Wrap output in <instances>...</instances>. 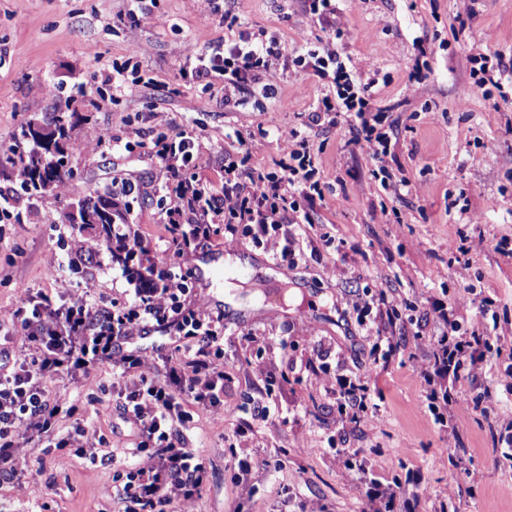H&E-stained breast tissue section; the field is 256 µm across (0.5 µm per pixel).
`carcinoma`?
Wrapping results in <instances>:
<instances>
[{"label": "carcinoma", "instance_id": "cac0c4a2", "mask_svg": "<svg viewBox=\"0 0 512 512\" xmlns=\"http://www.w3.org/2000/svg\"><path fill=\"white\" fill-rule=\"evenodd\" d=\"M70 105L64 104L45 123L55 126L52 132L55 151L49 152L37 141L31 123L21 127L14 144L0 152V167L5 165L23 172L22 190L29 197H41L57 189L67 178L65 146H73L76 123ZM129 203L112 197V191L94 189L77 202L78 221H69L77 233H91L112 250V225L127 221Z\"/></svg>", "mask_w": 512, "mask_h": 512}]
</instances>
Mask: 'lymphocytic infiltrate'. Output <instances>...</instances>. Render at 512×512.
<instances>
[{
    "label": "lymphocytic infiltrate",
    "mask_w": 512,
    "mask_h": 512,
    "mask_svg": "<svg viewBox=\"0 0 512 512\" xmlns=\"http://www.w3.org/2000/svg\"><path fill=\"white\" fill-rule=\"evenodd\" d=\"M287 60L288 51L281 44L247 37L216 49L195 70L200 75L222 74L224 99L231 102L244 95L258 76L274 78ZM298 62L317 78L331 80L339 99L336 114L355 113L360 120L357 142L370 150L373 159L382 160L387 139L366 120L370 103L356 95L335 51L313 52ZM157 145V156L173 183V205L166 213L173 265L166 269L154 264L143 270L131 309L103 298L91 304L59 305L44 298L12 311L24 341L17 347L0 342L1 483L24 474L16 453L20 439L44 442L63 411V402L51 393L48 380L60 375L76 380L90 366L108 362L114 378L124 382L119 391L121 409L134 428L125 480L116 487L125 512H176L177 504L202 493L205 467L200 456L184 448L183 431L193 423L194 410L222 402L225 372L215 359L224 315L198 307L182 268L194 250L209 244L216 224L232 236L238 225H246L253 240L266 241L271 259L294 262L297 242L290 227L301 217L293 190L308 180L312 158L306 142L300 141L289 151L298 166L280 176L232 161L225 164L224 183L218 188L199 176L181 179V169L193 160L188 133H176ZM439 319L443 331L434 342L433 363L423 372L433 403L440 399L436 377H456L465 367L476 366L485 344L479 333L461 334L453 311L440 310ZM149 326L178 342L177 357H163L158 368L150 365L146 352L114 345L115 339L140 335Z\"/></svg>",
    "instance_id": "1"
}]
</instances>
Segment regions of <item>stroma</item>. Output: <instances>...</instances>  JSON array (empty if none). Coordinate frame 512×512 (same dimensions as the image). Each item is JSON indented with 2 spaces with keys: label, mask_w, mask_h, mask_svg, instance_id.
I'll use <instances>...</instances> for the list:
<instances>
[{
  "label": "stroma",
  "mask_w": 512,
  "mask_h": 512,
  "mask_svg": "<svg viewBox=\"0 0 512 512\" xmlns=\"http://www.w3.org/2000/svg\"><path fill=\"white\" fill-rule=\"evenodd\" d=\"M310 3L147 0L140 12L129 0H0V149L28 120L68 100L81 139L68 151L71 175L57 193L28 197L12 169L0 168V196L11 204L0 219V313L17 309L27 292L133 304L131 284L101 242L92 261L76 256L65 214L91 190L138 185L122 230L169 264L160 138L192 132L200 164L181 175L199 173L217 187L230 161L281 173L287 139L306 140L321 193L301 201L308 221L291 227L297 265L270 282L188 281L201 309L231 300L246 323L225 326L220 355L229 373L224 403L236 415L197 412L184 433L208 477L201 497L180 512H297L302 504L365 512L373 478L413 512H512V446L491 439L512 422V98L477 85L473 60L481 52L512 56V0H335L326 21ZM259 34L290 55L273 96L254 83L241 101L225 104L223 76L198 77L185 63ZM326 46L355 89L367 91L389 140L386 172L355 144V118L325 112L334 85L296 61ZM92 47L100 61L90 59ZM116 69L123 85L110 80ZM381 294L389 315L361 312ZM437 302L456 310L463 332L490 345L454 383L453 395L470 408L450 413L445 428L434 422L417 370L442 332ZM272 336L287 347L268 345ZM380 337L399 345L385 363L371 353ZM311 363L324 379H310ZM340 374L368 387L379 406L373 424H355L341 409ZM112 379L103 363L51 388L79 405L89 432L116 451L115 466L20 443L26 475L0 485V512H123L113 475L124 468L133 433ZM258 398L270 416L255 423ZM247 421L252 431L236 435ZM349 449L358 450L359 468H348ZM236 454L261 461L240 481L231 471Z\"/></svg>",
  "instance_id": "1"
}]
</instances>
